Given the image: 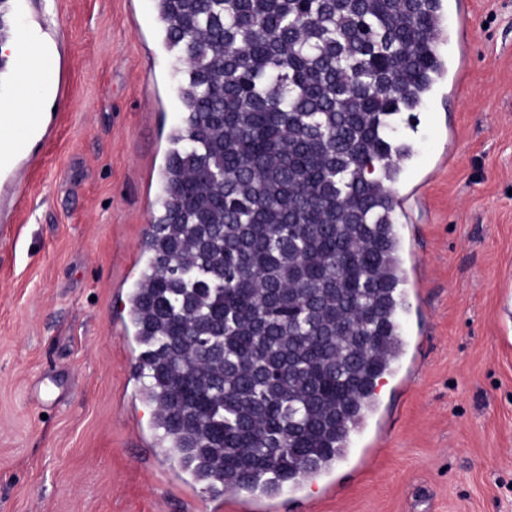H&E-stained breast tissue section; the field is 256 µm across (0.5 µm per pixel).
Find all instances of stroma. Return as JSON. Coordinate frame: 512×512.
Instances as JSON below:
<instances>
[{
    "mask_svg": "<svg viewBox=\"0 0 512 512\" xmlns=\"http://www.w3.org/2000/svg\"><path fill=\"white\" fill-rule=\"evenodd\" d=\"M395 188L407 351L328 473L268 512H512V0H466ZM154 0H26L67 65L53 134L0 187V512H255L158 444L124 309L181 116Z\"/></svg>",
    "mask_w": 512,
    "mask_h": 512,
    "instance_id": "obj_1",
    "label": "stroma"
}]
</instances>
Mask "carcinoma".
I'll return each mask as SVG.
<instances>
[{"instance_id":"carcinoma-1","label":"carcinoma","mask_w":512,"mask_h":512,"mask_svg":"<svg viewBox=\"0 0 512 512\" xmlns=\"http://www.w3.org/2000/svg\"><path fill=\"white\" fill-rule=\"evenodd\" d=\"M182 66L128 294L163 447L214 496L330 470L403 350L397 122L441 0H154Z\"/></svg>"}]
</instances>
